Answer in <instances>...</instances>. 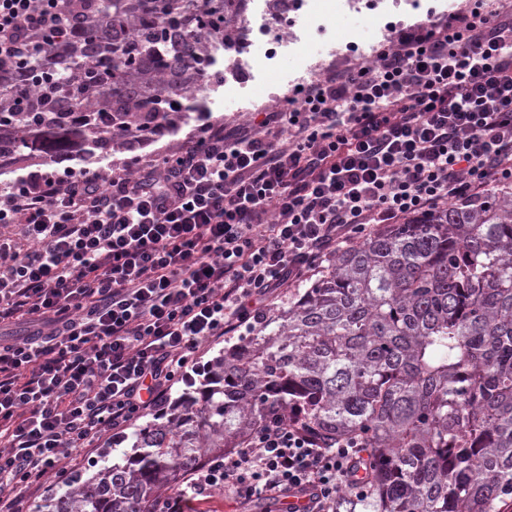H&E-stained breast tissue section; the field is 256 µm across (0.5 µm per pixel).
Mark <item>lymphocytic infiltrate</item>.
<instances>
[{
	"mask_svg": "<svg viewBox=\"0 0 512 512\" xmlns=\"http://www.w3.org/2000/svg\"><path fill=\"white\" fill-rule=\"evenodd\" d=\"M64 0H0V63L57 44ZM512 184V13L466 0L397 25L262 112L204 127L137 167L32 171L0 190V512L73 473L101 442L163 413L203 357L263 324L283 288L373 224H399ZM358 447L273 420L191 473L163 512L216 490L335 512Z\"/></svg>",
	"mask_w": 512,
	"mask_h": 512,
	"instance_id": "lymphocytic-infiltrate-1",
	"label": "lymphocytic infiltrate"
}]
</instances>
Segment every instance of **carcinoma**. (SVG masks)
Masks as SVG:
<instances>
[{"label":"carcinoma","instance_id":"cac0c4a2","mask_svg":"<svg viewBox=\"0 0 512 512\" xmlns=\"http://www.w3.org/2000/svg\"><path fill=\"white\" fill-rule=\"evenodd\" d=\"M248 0H72L46 83L0 84V158L101 161L188 117L208 44ZM279 413L321 445L353 440L359 493L335 512H512V188L391 224L213 360L206 381L130 435L131 452L37 512H155L189 471Z\"/></svg>","mask_w":512,"mask_h":512}]
</instances>
